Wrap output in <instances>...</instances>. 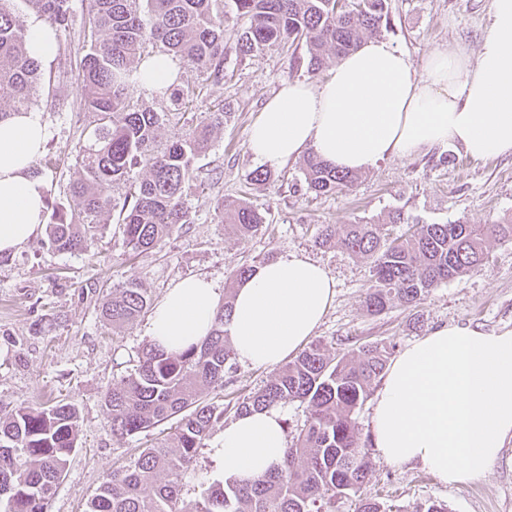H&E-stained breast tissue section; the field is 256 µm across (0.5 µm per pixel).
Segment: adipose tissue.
Returning <instances> with one entry per match:
<instances>
[{"label":"adipose tissue","instance_id":"adipose-tissue-1","mask_svg":"<svg viewBox=\"0 0 512 512\" xmlns=\"http://www.w3.org/2000/svg\"><path fill=\"white\" fill-rule=\"evenodd\" d=\"M50 136L41 112L0 119V254L19 250L46 221L45 183L32 174ZM458 145L474 158L512 156V0H492L476 63L459 49L434 51L422 68L389 41L342 56L323 82L283 83L252 123L247 148L276 169L314 152L364 171L389 157ZM336 283L293 251L255 268L235 289L228 337L241 365L272 368L320 325ZM222 295L204 277L169 288L150 316L153 343L179 352L211 330ZM387 463L420 464L443 484L480 477L512 437V332L444 325L408 344L378 388L370 420ZM280 407L237 416L214 445L225 478L258 479L281 465Z\"/></svg>","mask_w":512,"mask_h":512}]
</instances>
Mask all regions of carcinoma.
Segmentation results:
<instances>
[{
	"mask_svg": "<svg viewBox=\"0 0 512 512\" xmlns=\"http://www.w3.org/2000/svg\"><path fill=\"white\" fill-rule=\"evenodd\" d=\"M52 28L71 24V0H23ZM88 0L82 23L86 53L80 61L85 94L82 110L95 115L84 129L77 175L71 185L70 213L50 225L49 241L59 252H76L83 240L104 229L111 213L112 184L125 182L135 169L148 177L129 184L118 214L123 242L133 251L152 249L176 226L190 223L185 199L194 182V165L204 155L214 129L224 125V105L186 134L164 147L158 131L168 119L192 111L209 84L224 82L223 0ZM246 21L233 49L244 59L265 47L295 41L307 46V71H322L327 58L357 49L365 38L388 24L386 0H234ZM107 32L106 42L97 41ZM174 55L203 75L198 84H175L167 112L143 108L128 95L131 65L157 53ZM41 63L27 56L26 31L13 0H0V101L14 111L36 102ZM309 190L334 193L358 179L321 160L315 153L302 166ZM217 209L239 236H251L264 216L239 199L221 196ZM349 254L371 260L373 284L364 296L368 312L377 314L398 301L413 305L442 282L461 278L484 259L493 241H512V218L502 224H409L390 238L383 225H321L318 239H332ZM149 299L135 279L111 292L102 307L114 325L135 320ZM233 308L226 289L224 305L201 342L179 353L150 343L138 355L134 373L109 391L105 403L112 431L124 436L147 431L169 419L177 426L160 445L143 449L134 462L104 477L86 512H326L337 496L357 493L369 461L358 437L356 411L383 374L389 355L385 345L359 347L331 357L312 343L293 361L278 368L257 391L234 404L238 414L278 404L305 405L306 419L286 451L284 464L249 484L213 483L195 499L184 497L183 476L204 441L224 420V408L208 402L210 388L224 386L234 349L224 326ZM78 410L56 401L23 402L0 415V512H48V504L77 448Z\"/></svg>",
	"mask_w": 512,
	"mask_h": 512,
	"instance_id": "cac0c4a2",
	"label": "carcinoma"
}]
</instances>
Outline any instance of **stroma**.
Returning a JSON list of instances; mask_svg holds the SVG:
<instances>
[{"mask_svg": "<svg viewBox=\"0 0 512 512\" xmlns=\"http://www.w3.org/2000/svg\"><path fill=\"white\" fill-rule=\"evenodd\" d=\"M74 22L57 34V51L43 63L44 91L35 103L50 129L43 153L55 159L44 169L46 219L68 205L85 127L82 111L80 31L88 0H72ZM491 0H386L389 24L381 39L422 66L436 48H456L476 58L490 24ZM305 44L268 47L246 59L227 55L223 83L209 85L193 113L203 116L223 103L227 114L211 146L197 162L198 176L217 170L214 188L191 189L189 225L174 228L161 247L127 248L118 224L87 238L80 251L62 253L47 233L10 255H0V412L20 403H74L79 440L49 504V512H84L107 473L128 465L147 447L160 444L170 422L132 436L112 432L105 406L108 390L132 373L149 342V315L112 327L101 316L107 295L128 279H139L158 304L175 283L193 275L231 287L243 264L261 265L285 251L320 263L336 281V296L313 338L328 354L382 343L402 351L439 326H471L485 332L512 331V242H495L484 263L468 275L441 283L417 306L393 304L379 314L362 304L372 284L370 260L336 245H320L324 224L386 222L403 210L412 222L444 224L460 218L493 224L512 217V156L475 159L459 146L407 158H390L360 172L349 188L315 195L304 180L301 161L274 170L273 184H257L258 164L246 148L248 130L282 81L320 83L301 60ZM243 199L265 217L257 234L242 238L228 230L216 208L220 195ZM268 368L237 366L223 386L209 389L211 402L232 403L265 384ZM369 473L359 495L332 500L330 512H354L358 497L376 499L388 512H418L437 500L448 512H512V438L498 460L469 484L449 486L417 465L395 466L369 453Z\"/></svg>", "mask_w": 512, "mask_h": 512, "instance_id": "stroma-1", "label": "stroma"}]
</instances>
